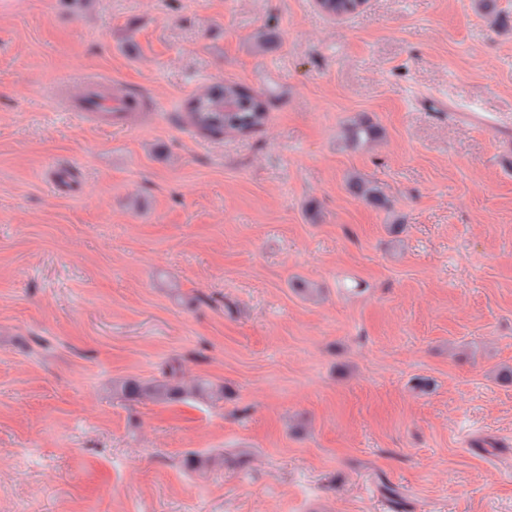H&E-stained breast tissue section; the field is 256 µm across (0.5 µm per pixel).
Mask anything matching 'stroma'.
<instances>
[{
    "label": "stroma",
    "instance_id": "35a3bbf8",
    "mask_svg": "<svg viewBox=\"0 0 512 512\" xmlns=\"http://www.w3.org/2000/svg\"><path fill=\"white\" fill-rule=\"evenodd\" d=\"M493 8L0 0V512H512ZM84 78L141 112L75 120ZM227 81L262 129L189 124ZM170 369L223 400L112 394Z\"/></svg>",
    "mask_w": 512,
    "mask_h": 512
}]
</instances>
